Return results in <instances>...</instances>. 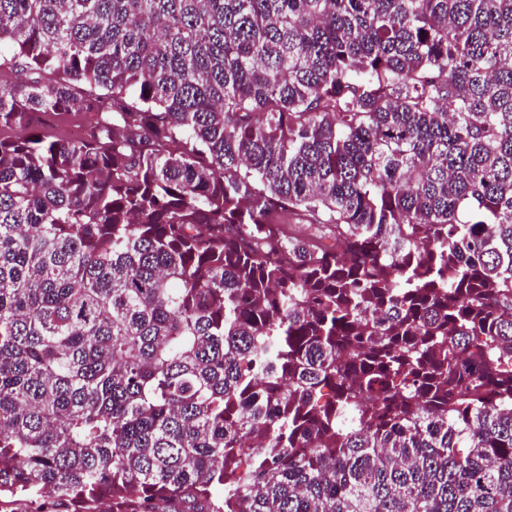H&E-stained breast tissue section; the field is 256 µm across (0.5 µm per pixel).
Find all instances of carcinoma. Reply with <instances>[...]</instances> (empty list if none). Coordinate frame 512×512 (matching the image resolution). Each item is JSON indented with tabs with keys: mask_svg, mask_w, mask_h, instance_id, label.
Here are the masks:
<instances>
[{
	"mask_svg": "<svg viewBox=\"0 0 512 512\" xmlns=\"http://www.w3.org/2000/svg\"><path fill=\"white\" fill-rule=\"evenodd\" d=\"M4 44L0 499L512 512V0H0ZM36 123L42 128L45 133L68 139L70 132L74 128H80L82 135L87 129V118L82 114L69 115L63 119L54 117H42L36 119Z\"/></svg>",
	"mask_w": 512,
	"mask_h": 512,
	"instance_id": "cac0c4a2",
	"label": "carcinoma"
}]
</instances>
